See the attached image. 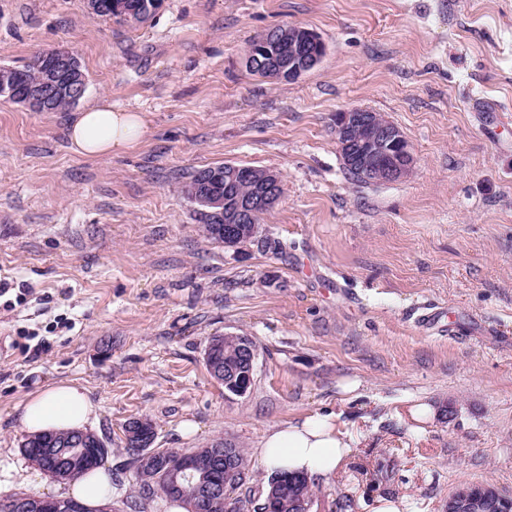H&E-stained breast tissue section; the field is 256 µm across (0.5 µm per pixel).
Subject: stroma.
<instances>
[{
  "label": "stroma",
  "mask_w": 512,
  "mask_h": 512,
  "mask_svg": "<svg viewBox=\"0 0 512 512\" xmlns=\"http://www.w3.org/2000/svg\"><path fill=\"white\" fill-rule=\"evenodd\" d=\"M298 25L325 44L300 79L254 75L250 42ZM56 48L78 58L80 106L145 113L132 151L90 159L71 110L0 98V282L52 299L73 330L13 349L36 304L0 312V495L56 483L20 449L23 404L83 385L103 464L129 497L123 426L158 448L221 438L253 454L269 428L331 413L355 449L313 485L311 512H445L462 485L512 497V0H162L142 24L87 0H0V66ZM381 113L409 142L403 179L350 178L333 120ZM231 163L280 175L252 240L204 238L187 176ZM437 309L439 327L420 329ZM249 336L254 383L236 397L205 366L210 337ZM431 403L434 420L411 410Z\"/></svg>",
  "instance_id": "stroma-1"
}]
</instances>
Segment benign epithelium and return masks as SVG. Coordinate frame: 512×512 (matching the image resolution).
<instances>
[{"label": "benign epithelium", "instance_id": "obj_1", "mask_svg": "<svg viewBox=\"0 0 512 512\" xmlns=\"http://www.w3.org/2000/svg\"><path fill=\"white\" fill-rule=\"evenodd\" d=\"M277 42L275 32L266 33L256 44L252 62L265 65L277 72L284 80L295 81L316 67L321 56L316 48L323 41L314 31L301 26L291 27V41L280 45L275 53L267 52L269 43ZM45 68L42 76L23 85L18 79H0V94L21 102L32 112L51 110L56 99L64 95L77 102L86 86L77 76L76 57L66 49L43 54ZM336 140L347 166L366 179L376 182H392L403 178L410 170L413 157L409 144L400 130L381 114L364 108L352 107L336 113L334 120ZM282 197V182L273 171L265 173L259 187L246 199L236 201L234 215L227 224L218 228L227 242L255 233L252 218L259 210L273 208ZM256 354H251L248 371L239 375L231 392L235 396L247 394ZM152 440V427L141 421L130 428L127 442L131 447L144 449ZM94 445V439H82V447L61 451L49 456L40 468L57 481H66L78 471V465ZM236 450L224 445V454L200 456L180 454L181 477H210L205 490L197 494L198 512H204L215 502L224 503L225 512H237L239 504L231 495L232 488L243 482L238 472ZM46 512H85L82 505L66 498L43 497ZM446 512H512V499L486 484L464 485L448 498Z\"/></svg>", "mask_w": 512, "mask_h": 512}]
</instances>
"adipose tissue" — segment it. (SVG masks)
<instances>
[{
	"label": "adipose tissue",
	"mask_w": 512,
	"mask_h": 512,
	"mask_svg": "<svg viewBox=\"0 0 512 512\" xmlns=\"http://www.w3.org/2000/svg\"><path fill=\"white\" fill-rule=\"evenodd\" d=\"M149 124L144 113L113 110L102 100L75 114L67 136L74 153L104 158L136 147ZM97 407L83 386L61 382L38 392L23 406L22 423L32 434L84 428ZM352 444L331 414H311L268 430L256 450L259 464L273 472L330 480L342 471ZM69 497L94 508L111 500L112 475L98 467L68 486Z\"/></svg>",
	"instance_id": "adipose-tissue-1"
}]
</instances>
